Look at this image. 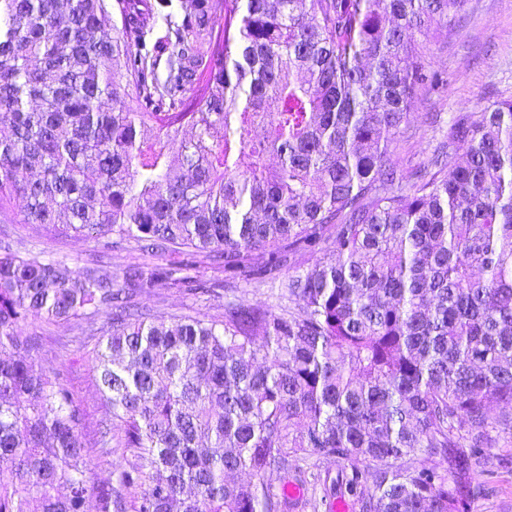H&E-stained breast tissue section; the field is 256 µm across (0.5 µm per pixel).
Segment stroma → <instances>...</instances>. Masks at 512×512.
<instances>
[{
  "mask_svg": "<svg viewBox=\"0 0 512 512\" xmlns=\"http://www.w3.org/2000/svg\"><path fill=\"white\" fill-rule=\"evenodd\" d=\"M430 53L434 69L441 72L444 85L439 92L422 95V104L409 120L412 136L391 142L388 153L397 168L407 171L427 163L436 145L448 134L449 121L457 112H479L494 99L512 95V0H467L458 19L432 40ZM435 113L428 124L427 113ZM0 231L22 241L24 248L47 250L63 261L68 270L83 267L95 257L91 241L66 237L30 238L13 214L0 215ZM141 306L160 319L182 314L216 315L218 302L161 288L141 295ZM43 338L39 361L44 372L68 371L70 385L86 411V439H93L106 418L95 384L91 351L96 342L93 324L83 319L32 326ZM477 493L470 512H512V431L500 433L495 447L486 449L471 474Z\"/></svg>",
  "mask_w": 512,
  "mask_h": 512,
  "instance_id": "1",
  "label": "stroma"
}]
</instances>
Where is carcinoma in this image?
Returning a JSON list of instances; mask_svg holds the SVG:
<instances>
[{
  "label": "carcinoma",
  "mask_w": 512,
  "mask_h": 512,
  "mask_svg": "<svg viewBox=\"0 0 512 512\" xmlns=\"http://www.w3.org/2000/svg\"><path fill=\"white\" fill-rule=\"evenodd\" d=\"M466 3L180 0L155 38L137 0L110 36V0H0V214L22 199L37 236L178 255L67 275L0 237V512H468L512 431V97L454 115L423 167L387 158L443 83L432 24ZM156 288L224 314L157 320L134 301ZM99 315L90 445L26 327ZM90 446L130 458L99 484ZM313 456L336 476L288 495ZM240 302L249 307H257L259 305L269 304L276 305L278 300L276 296H272L271 290L266 287L255 288L253 286H241L237 293Z\"/></svg>",
  "instance_id": "carcinoma-1"
}]
</instances>
